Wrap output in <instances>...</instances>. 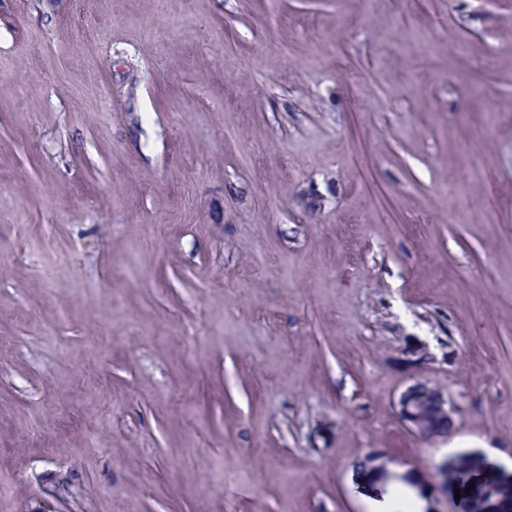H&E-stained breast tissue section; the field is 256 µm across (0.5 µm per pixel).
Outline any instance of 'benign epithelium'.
<instances>
[{
    "label": "benign epithelium",
    "instance_id": "obj_1",
    "mask_svg": "<svg viewBox=\"0 0 512 512\" xmlns=\"http://www.w3.org/2000/svg\"><path fill=\"white\" fill-rule=\"evenodd\" d=\"M400 420L413 433L430 439L446 438L454 430L453 414L457 405L440 390L423 380H416L400 393L395 401ZM391 459L384 453L369 457L372 472V489L385 492L390 484L402 481L419 491L426 492V499L433 503L436 495L454 496L460 490L459 512H512V500L501 496H488L476 490L466 491V478L472 471L471 459H453L433 469L429 483L417 481L409 472L397 474L389 469Z\"/></svg>",
    "mask_w": 512,
    "mask_h": 512
}]
</instances>
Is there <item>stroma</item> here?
Here are the masks:
<instances>
[{
  "label": "stroma",
  "instance_id": "obj_1",
  "mask_svg": "<svg viewBox=\"0 0 512 512\" xmlns=\"http://www.w3.org/2000/svg\"><path fill=\"white\" fill-rule=\"evenodd\" d=\"M375 450L512 462V0H0V512H377ZM400 420L413 433L430 439L446 438L454 430L457 405L427 381L415 380L395 401Z\"/></svg>",
  "mask_w": 512,
  "mask_h": 512
}]
</instances>
